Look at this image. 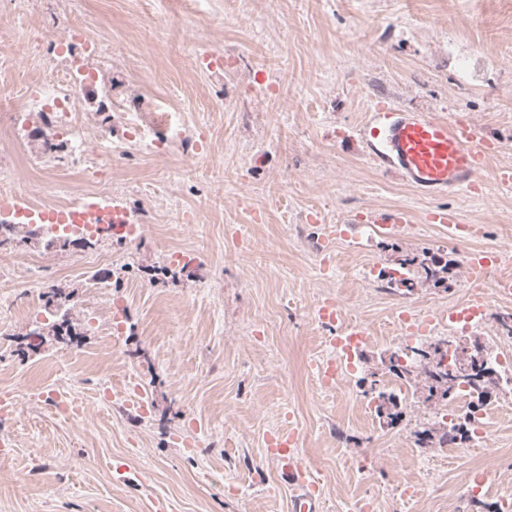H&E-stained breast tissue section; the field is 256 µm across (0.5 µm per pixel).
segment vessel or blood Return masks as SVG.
I'll return each instance as SVG.
<instances>
[{"mask_svg":"<svg viewBox=\"0 0 512 512\" xmlns=\"http://www.w3.org/2000/svg\"><path fill=\"white\" fill-rule=\"evenodd\" d=\"M373 164L396 171L402 181L426 197L449 192L471 193L484 166L485 143L472 127L448 123L428 112L391 108L374 112L359 132ZM25 218L30 224H92L95 208L33 209L22 201L0 205V216ZM492 254L470 253L466 259L471 279L487 276ZM294 437L281 433L268 439L266 453L279 463L280 477L293 492L294 512H317L320 486L302 465Z\"/></svg>","mask_w":512,"mask_h":512,"instance_id":"obj_1","label":"vessel or blood"}]
</instances>
